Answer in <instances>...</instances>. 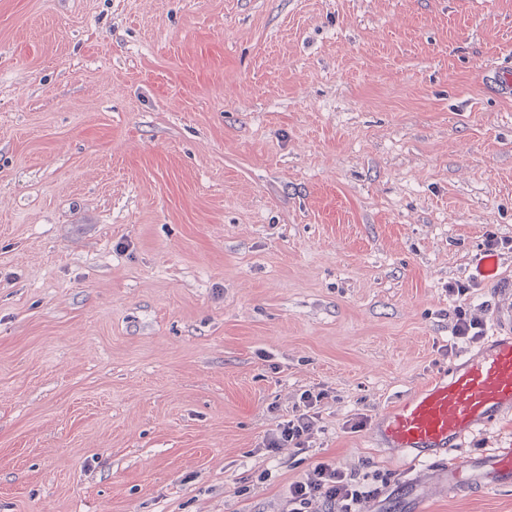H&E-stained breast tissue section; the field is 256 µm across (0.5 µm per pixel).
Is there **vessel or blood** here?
Segmentation results:
<instances>
[{
  "instance_id": "obj_1",
  "label": "vessel or blood",
  "mask_w": 512,
  "mask_h": 512,
  "mask_svg": "<svg viewBox=\"0 0 512 512\" xmlns=\"http://www.w3.org/2000/svg\"><path fill=\"white\" fill-rule=\"evenodd\" d=\"M511 406L512 336H504L485 355L405 397L387 412L381 428L395 448H447ZM473 477L511 484L512 448L457 458L448 468V487L457 489Z\"/></svg>"
}]
</instances>
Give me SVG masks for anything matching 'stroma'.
<instances>
[{"instance_id":"stroma-1","label":"stroma","mask_w":512,"mask_h":512,"mask_svg":"<svg viewBox=\"0 0 512 512\" xmlns=\"http://www.w3.org/2000/svg\"><path fill=\"white\" fill-rule=\"evenodd\" d=\"M495 70L512 0H0V512H286L322 462L384 476L361 512H512L446 483L512 410L377 434L512 304ZM455 315L456 324L454 336L477 341L485 335V325L482 322L469 319L464 309L458 307L455 311ZM319 395L304 394L302 396L304 410L302 413L286 421L279 422L265 442V448H280L288 443L291 448H305L307 434L312 426L315 412H312L318 402ZM292 445V446H291Z\"/></svg>"}]
</instances>
